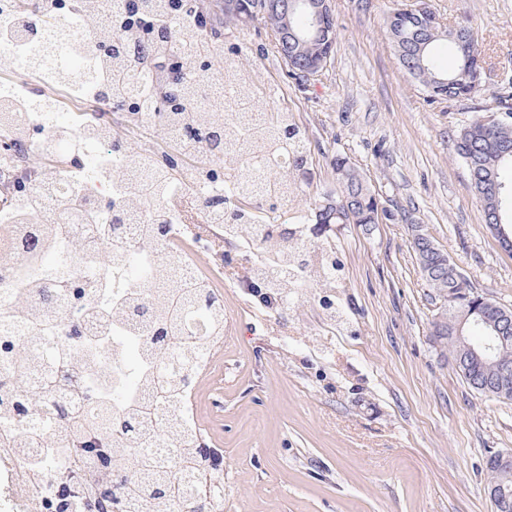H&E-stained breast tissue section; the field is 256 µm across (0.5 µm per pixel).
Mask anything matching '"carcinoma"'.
<instances>
[{"label": "carcinoma", "instance_id": "1", "mask_svg": "<svg viewBox=\"0 0 512 512\" xmlns=\"http://www.w3.org/2000/svg\"><path fill=\"white\" fill-rule=\"evenodd\" d=\"M188 0H144V8L157 15L182 17ZM19 24L32 31L21 50L30 55V64L52 86H65L79 96L92 90L97 99L127 109L166 130L167 151L162 156L136 152L126 144H113L112 165L104 169L99 160L91 171L116 181V203L109 211L96 214L78 197L63 200L60 207L69 217L85 221L88 233L85 257L94 256L105 245L106 261L101 266L126 263L133 278L142 275L145 262L141 248L151 244L163 253L161 264L152 269L158 284L149 296L134 288L121 302L109 308L94 303L98 284L79 274L61 277L48 284L24 270L15 271L17 258L0 255L4 276L19 274L22 291L40 298L30 306H19L13 318L48 334L55 324L54 298L66 299L79 310L82 319L69 325V335L87 338V333L112 330L115 321L124 322L128 335V361L142 364L143 374L130 378L129 388L136 395L126 399L122 410H112V395L94 393L85 403L84 392L75 394L78 405L64 412L53 404L64 377L78 376L90 364L88 354H79L68 342L57 345L54 359L36 355L11 359L14 384L0 390V447L16 448L18 456L30 459V449L45 447V431L27 425L28 396L22 393L30 374L42 375L46 403L41 417L52 421L59 447L66 452L70 470L83 471L77 495L57 497L55 512H72L78 501L88 512H224L220 486L224 478L212 474L206 464L209 445L197 426L175 417L185 409L196 383L193 369L201 347L224 339V300L204 283L190 266L186 254L170 240L169 201L177 188L191 177L215 184V193L206 200L208 223L218 224L222 235L234 238L246 232L252 244L268 248L272 264L252 266V283L260 294L280 296L288 302L309 278L325 288L340 286L342 264L333 248L299 243L301 232L286 225H273L262 212L288 209L297 197L301 183L310 174L304 143L306 130L290 114L271 109L264 92L250 70L222 56L208 35L207 24L191 27L166 26L145 38L130 18L132 9L107 6L105 0H73V12L80 23L94 31L97 52L90 58L80 46L62 55L60 65L47 68L42 52L69 39V22L54 18L50 0H21ZM125 21L117 34L113 19ZM415 30L413 12L390 14L386 33L394 51H404L401 67L433 99L457 100L473 92L479 79L475 68H484L482 49L468 21L461 20L444 31L426 33L411 40ZM330 46L312 42L301 54L303 64L323 69ZM219 89L206 105L194 101L199 92ZM510 92L500 96L499 120L485 124L477 118L463 127L456 138V153L468 169L471 185L483 204V212H505L512 198L496 201L485 188L494 178L503 182V170L512 166V155H502L512 147V79ZM224 112L217 122L213 111ZM206 144L207 152L195 151ZM67 168L61 153L50 155L37 173L52 178ZM338 192L315 204L311 215L300 220L319 226L330 224H374L378 221L379 193L360 170L341 153L333 159ZM249 196L261 203L251 210L228 205V197ZM34 209L29 203L15 217L16 238L34 236L29 251L32 262L55 265V250L67 239L72 227L60 222L30 228ZM120 213L126 223L110 229L112 214ZM419 273L427 287L442 302V319L434 322L433 336L440 350L454 353L452 340L458 322L459 292L479 299L483 295L462 284L459 269H446L447 277H436L422 259ZM148 298L147 317L135 314L141 300ZM197 315L206 335L189 333L187 317ZM177 347L186 363L179 374L166 375L157 364L158 348ZM470 389L485 397L500 398L494 385L479 366L463 377ZM150 452L141 453L139 449Z\"/></svg>", "mask_w": 512, "mask_h": 512}]
</instances>
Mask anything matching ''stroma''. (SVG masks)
Wrapping results in <instances>:
<instances>
[{"mask_svg":"<svg viewBox=\"0 0 512 512\" xmlns=\"http://www.w3.org/2000/svg\"><path fill=\"white\" fill-rule=\"evenodd\" d=\"M194 2L219 50L235 49L273 89V108L307 131L312 175L292 212L335 194L341 153L395 215L306 226L342 262L343 326L320 314L315 283L290 308L250 295L258 250L246 239L220 249L211 233L194 234L191 264L224 297V346L191 398L224 451V512H492L485 463L512 450V401L472 392L435 343L441 303L420 278L412 227L478 293L512 308V253L487 229L454 147L464 125L497 111L512 77V0H431L445 23L468 19L485 53L476 90L449 102L404 73L386 37L389 12L416 0H333L338 38L308 80L289 75L263 20L235 25L221 0ZM112 135L140 151L166 148L162 128L118 109Z\"/></svg>","mask_w":512,"mask_h":512,"instance_id":"obj_1","label":"stroma"}]
</instances>
